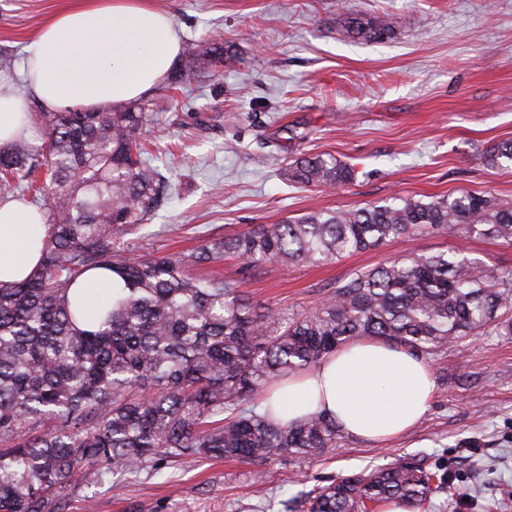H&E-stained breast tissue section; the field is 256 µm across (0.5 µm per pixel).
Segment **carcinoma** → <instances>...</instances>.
I'll return each instance as SVG.
<instances>
[{"mask_svg":"<svg viewBox=\"0 0 512 512\" xmlns=\"http://www.w3.org/2000/svg\"><path fill=\"white\" fill-rule=\"evenodd\" d=\"M389 20L347 16L354 41L392 38ZM231 46L192 47L169 88L222 72ZM170 96L112 112H41L45 138L0 149V193L41 174V260L0 284V512H63L69 492L109 468L154 471L164 461L248 462L256 493L274 458H315L343 432L320 412L295 425L258 411L270 385L317 366L355 339L421 357L484 334L512 336V270L489 271L459 250L413 254L336 283L315 307L287 313L191 267L227 255L249 269L272 261L321 264L402 236L478 235L512 245V200L460 192L424 202L393 197L367 207L317 210L254 230L208 238L184 257L133 255L124 238L162 208L172 186L143 148ZM512 165V141L486 152ZM289 182L340 187L355 168L330 155L288 166ZM92 271L111 303L84 319ZM445 476L415 455L341 477L284 502L288 512H367L389 502L420 509Z\"/></svg>","mask_w":512,"mask_h":512,"instance_id":"cac0c4a2","label":"carcinoma"}]
</instances>
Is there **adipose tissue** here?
I'll list each match as a JSON object with an SVG mask.
<instances>
[{
	"label": "adipose tissue",
	"instance_id": "ef3b65f1",
	"mask_svg": "<svg viewBox=\"0 0 512 512\" xmlns=\"http://www.w3.org/2000/svg\"><path fill=\"white\" fill-rule=\"evenodd\" d=\"M180 51L171 17L147 0H74L27 47L28 93L0 92V147L26 130L29 97L50 111L121 105L159 86ZM41 222L25 201L0 198V283L24 280L35 269L44 245ZM434 392L422 357L360 340L278 382L273 404L282 422L318 411L348 436L385 443L422 419Z\"/></svg>",
	"mask_w": 512,
	"mask_h": 512
}]
</instances>
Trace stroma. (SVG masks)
<instances>
[{"mask_svg": "<svg viewBox=\"0 0 512 512\" xmlns=\"http://www.w3.org/2000/svg\"><path fill=\"white\" fill-rule=\"evenodd\" d=\"M69 0H0V88L24 91L26 48ZM182 45L232 44L222 76L201 74L146 138L176 193L154 215L137 253L188 254L210 236L247 231L313 210L391 197L426 200L462 191L512 199V167L484 155L512 139V0H153ZM392 18L382 43L348 39L344 15ZM330 154L357 176L336 189L282 177L301 155ZM465 252L512 269V246L453 234L401 237L321 266L225 259L199 267L254 301L292 313L318 304L338 281L413 253ZM435 395L426 417L387 445L344 437L315 459L273 460L266 496L243 461L200 459L161 473L105 475L79 488L65 512H282L281 502L329 481L419 454L448 469L450 492L427 512H488L512 501V339L482 335L427 360ZM457 493L449 503V493Z\"/></svg>", "mask_w": 512, "mask_h": 512, "instance_id": "35a3bbf8", "label": "stroma"}]
</instances>
